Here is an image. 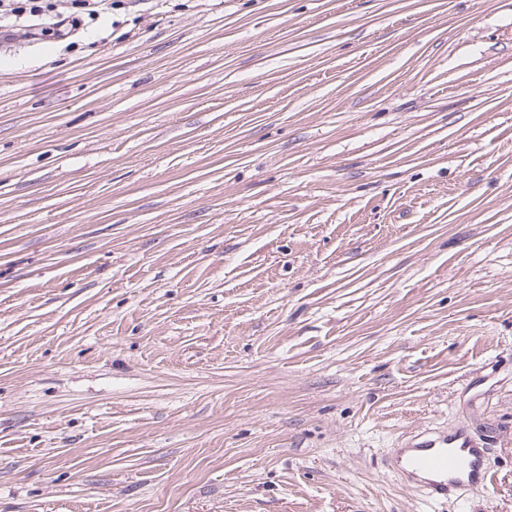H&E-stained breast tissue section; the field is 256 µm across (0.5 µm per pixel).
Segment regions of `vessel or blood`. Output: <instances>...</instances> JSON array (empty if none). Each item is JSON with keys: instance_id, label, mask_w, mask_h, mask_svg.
Listing matches in <instances>:
<instances>
[{"instance_id": "vessel-or-blood-1", "label": "vessel or blood", "mask_w": 512, "mask_h": 512, "mask_svg": "<svg viewBox=\"0 0 512 512\" xmlns=\"http://www.w3.org/2000/svg\"><path fill=\"white\" fill-rule=\"evenodd\" d=\"M399 472L408 489L436 499L458 489L482 490L492 481L465 426L444 434L430 432L404 449Z\"/></svg>"}]
</instances>
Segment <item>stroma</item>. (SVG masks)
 Wrapping results in <instances>:
<instances>
[{"label":"stroma","mask_w":512,"mask_h":512,"mask_svg":"<svg viewBox=\"0 0 512 512\" xmlns=\"http://www.w3.org/2000/svg\"><path fill=\"white\" fill-rule=\"evenodd\" d=\"M0 512H512V0L0 43ZM413 448H402L400 475L410 490L436 499L458 489L482 490L492 476L483 465L478 448L464 425L448 434L429 432Z\"/></svg>","instance_id":"obj_1"}]
</instances>
